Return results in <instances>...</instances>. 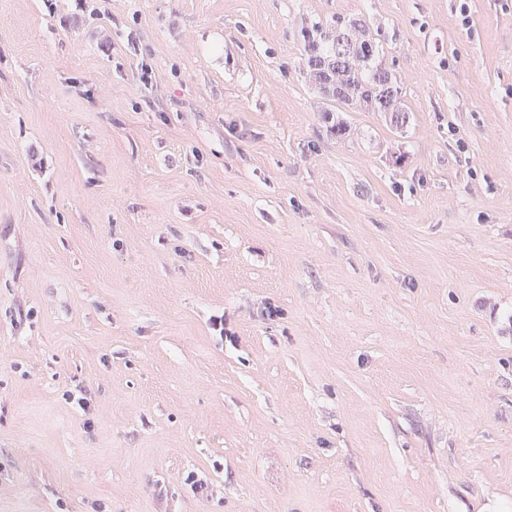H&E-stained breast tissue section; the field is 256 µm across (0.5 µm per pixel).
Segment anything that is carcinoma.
<instances>
[{
  "instance_id": "carcinoma-1",
  "label": "carcinoma",
  "mask_w": 512,
  "mask_h": 512,
  "mask_svg": "<svg viewBox=\"0 0 512 512\" xmlns=\"http://www.w3.org/2000/svg\"><path fill=\"white\" fill-rule=\"evenodd\" d=\"M299 33L306 79L323 95L325 112L344 107L372 110L397 128L407 123L400 87L379 61L383 47L367 21L341 16L305 21Z\"/></svg>"
}]
</instances>
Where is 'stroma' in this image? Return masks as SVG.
Wrapping results in <instances>:
<instances>
[{
	"instance_id": "obj_1",
	"label": "stroma",
	"mask_w": 512,
	"mask_h": 512,
	"mask_svg": "<svg viewBox=\"0 0 512 512\" xmlns=\"http://www.w3.org/2000/svg\"><path fill=\"white\" fill-rule=\"evenodd\" d=\"M0 512H512V0H0ZM303 69L326 101L328 119L339 108L383 112L390 124L408 119L394 74L379 61L383 47L366 20L334 17L301 23Z\"/></svg>"
}]
</instances>
